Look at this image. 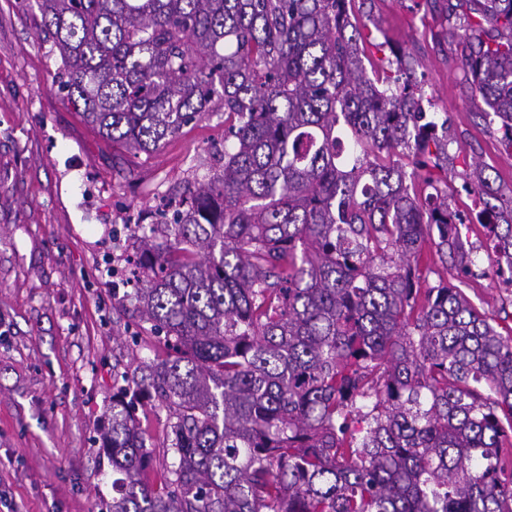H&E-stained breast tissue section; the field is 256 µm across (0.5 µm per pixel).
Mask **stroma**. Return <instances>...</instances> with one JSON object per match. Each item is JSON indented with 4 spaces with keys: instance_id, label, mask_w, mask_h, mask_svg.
<instances>
[{
    "instance_id": "35a3bbf8",
    "label": "stroma",
    "mask_w": 512,
    "mask_h": 512,
    "mask_svg": "<svg viewBox=\"0 0 512 512\" xmlns=\"http://www.w3.org/2000/svg\"><path fill=\"white\" fill-rule=\"evenodd\" d=\"M458 0H355L366 70L404 57L426 111L448 123V206L481 208L464 175L481 163L512 195V152L463 69L469 49ZM61 61L37 8L0 0V512H101L112 466L99 428L123 377L151 358L133 302L139 223L154 205L216 168L224 119L192 123L156 153L131 156L87 124L58 89ZM469 268L425 255L424 288H460L501 333L512 288L479 224L462 232ZM136 417L157 468L169 412L143 401Z\"/></svg>"
}]
</instances>
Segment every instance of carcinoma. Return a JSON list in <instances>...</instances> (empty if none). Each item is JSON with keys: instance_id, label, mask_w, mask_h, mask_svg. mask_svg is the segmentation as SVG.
<instances>
[{"instance_id": "obj_1", "label": "carcinoma", "mask_w": 512, "mask_h": 512, "mask_svg": "<svg viewBox=\"0 0 512 512\" xmlns=\"http://www.w3.org/2000/svg\"><path fill=\"white\" fill-rule=\"evenodd\" d=\"M351 2L35 0L59 91L133 155L224 113L219 172L150 225L126 295L174 462L150 478L112 399L108 512H512V336L416 288L427 251L473 263L467 220L445 126L367 74ZM465 3L464 68L512 149V0ZM465 180L512 275V200L480 164Z\"/></svg>"}]
</instances>
